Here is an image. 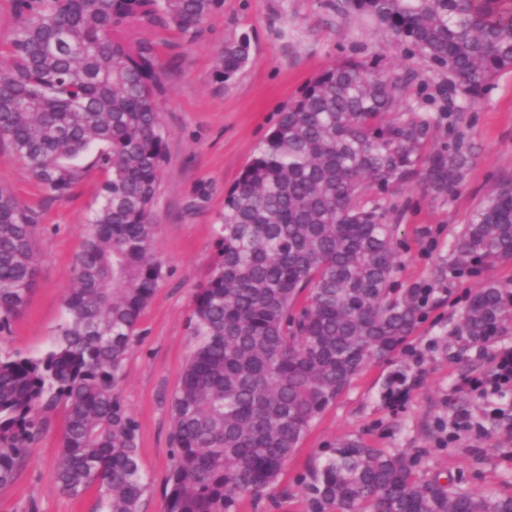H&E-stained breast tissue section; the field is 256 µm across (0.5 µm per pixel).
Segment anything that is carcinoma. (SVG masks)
I'll list each match as a JSON object with an SVG mask.
<instances>
[{"label": "carcinoma", "mask_w": 512, "mask_h": 512, "mask_svg": "<svg viewBox=\"0 0 512 512\" xmlns=\"http://www.w3.org/2000/svg\"><path fill=\"white\" fill-rule=\"evenodd\" d=\"M223 0H10L0 42V138L61 196L103 174L64 297L65 323L37 357L0 355V488L10 485L61 407L58 488L93 490L104 512H139L146 479L122 366L162 265L153 205L167 164L157 97L159 27L192 35ZM374 19L447 75L459 102L409 95L413 73L350 58L310 80L224 196L208 278L193 294L196 345L171 396L168 512H236L275 488L295 448L363 368L413 334L447 274L512 261V179L484 199L424 285L393 287L401 265L385 195L419 176L452 199L474 159L465 112L512 70L507 0H336ZM250 60L227 44L216 76ZM448 143L425 152L440 126ZM35 220L0 187V332L38 278ZM512 329V280L486 278L460 335ZM421 457L345 437L304 479L308 512H512V495L418 476Z\"/></svg>", "instance_id": "obj_1"}]
</instances>
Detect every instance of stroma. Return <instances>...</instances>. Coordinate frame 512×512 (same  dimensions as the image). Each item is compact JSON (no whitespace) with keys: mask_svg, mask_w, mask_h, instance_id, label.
<instances>
[{"mask_svg":"<svg viewBox=\"0 0 512 512\" xmlns=\"http://www.w3.org/2000/svg\"><path fill=\"white\" fill-rule=\"evenodd\" d=\"M328 2L224 0L193 35L159 33L164 74L159 106L168 164L156 191L152 252L163 279L124 361L122 383L123 398L139 422V462L148 483L140 512L166 510L173 463L170 399L194 346L192 294L215 257L224 194L281 107L310 79L348 58L375 57L393 70L410 68L417 75L415 94L442 81L430 63L406 56L371 19L336 14ZM243 36L250 41L249 63L230 80L218 81V53ZM467 117L476 157L459 194L450 201L437 198L412 181L388 199L403 261L398 285L432 280L448 261L449 244L484 198L498 182L512 179V71L496 77ZM101 180L94 172L68 194L49 196L9 141L0 139V186L36 214L39 267L27 307L10 331L0 333V353L36 356L51 347L65 320L63 297L73 284L83 228L97 206ZM485 276H449L404 346L354 377L312 423L273 493L241 500L239 512H307L302 477L322 448L351 436L377 448L421 454L424 471L452 472L471 490L512 494V426L478 431L477 423L487 422L497 402L466 384L493 376L500 352L512 349V334L473 344L456 332L470 291ZM64 422L63 411L50 414L14 482L0 489V512H96L94 494L71 497L54 481Z\"/></svg>","mask_w":512,"mask_h":512,"instance_id":"obj_1","label":"stroma"}]
</instances>
